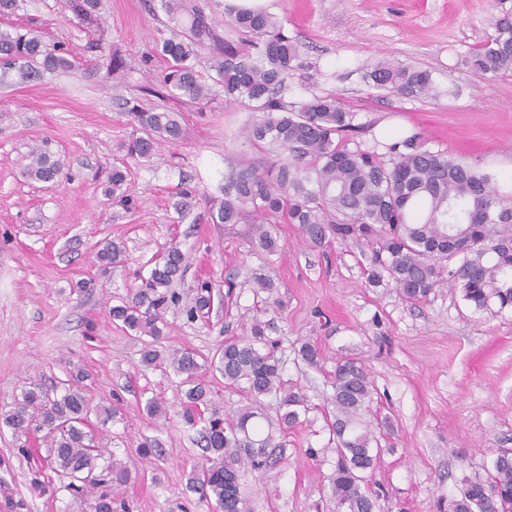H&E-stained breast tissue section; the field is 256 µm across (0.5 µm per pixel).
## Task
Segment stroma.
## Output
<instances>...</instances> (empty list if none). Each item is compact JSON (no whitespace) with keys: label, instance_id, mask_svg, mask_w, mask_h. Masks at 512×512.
Returning a JSON list of instances; mask_svg holds the SVG:
<instances>
[{"label":"stroma","instance_id":"stroma-1","mask_svg":"<svg viewBox=\"0 0 512 512\" xmlns=\"http://www.w3.org/2000/svg\"><path fill=\"white\" fill-rule=\"evenodd\" d=\"M298 40L301 58L289 75L292 103L332 95L352 112L346 144L390 143L415 133L432 151L490 173L504 205L512 207V73L492 76L465 59L492 34L512 0H269L265 7ZM103 54L119 53L126 69L113 78L72 70L38 82L0 84V412L22 389L51 388L83 371L93 403L115 405L117 420L93 434L131 473L115 488L129 512H211L186 489L200 450L181 417L179 376L139 362L141 339L109 316L136 288L141 267L171 245L187 255L176 288L181 309L169 311L159 349H187L208 360L225 339L246 336L253 322L273 320L284 378L300 387L311 410L289 430L285 460L246 470L242 492L251 512H336L329 476L336 455L327 450L332 407L329 374L338 359L365 365L374 387L372 410L389 417L381 460L371 477L374 512H439L470 481L485 477L497 449L512 448V308L476 310L454 288H439L418 304L393 286H369L367 259L352 240L305 244L298 225L276 227L274 254L251 242L246 224H215L210 207L239 166L267 165L276 154L247 140L253 115L216 93L205 104L160 97L165 65H143L154 41L177 24L147 0H103ZM32 28L49 43L85 54L91 32L65 0H18L0 16V30ZM399 62L429 71L433 95L405 98L369 84L377 64ZM181 113L182 142L162 145L148 162H129L132 210L105 193L113 162L137 128L127 104ZM48 146L63 164L53 185L29 181V155ZM196 193L188 213L174 203ZM108 239L123 241V263L97 272L96 252ZM269 275L274 293H254L252 271ZM95 279L93 291L78 282ZM212 284L209 320H187L197 281ZM310 338L318 366L295 352ZM161 398L168 421L150 419L145 402ZM161 448L142 457L149 439ZM0 512L23 501L25 512H82L64 490L40 492L33 461L10 431L0 432Z\"/></svg>","mask_w":512,"mask_h":512}]
</instances>
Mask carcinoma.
<instances>
[{
  "label": "carcinoma",
  "mask_w": 512,
  "mask_h": 512,
  "mask_svg": "<svg viewBox=\"0 0 512 512\" xmlns=\"http://www.w3.org/2000/svg\"><path fill=\"white\" fill-rule=\"evenodd\" d=\"M101 0H67L72 14L85 28L100 30ZM167 14L185 12L189 22L179 32L155 44L147 58L167 61L163 84L171 98L187 96L196 102L210 99L212 87L195 69L197 50L218 42L213 21L187 0H159ZM236 29L252 36L249 48L224 45L222 59L213 64L214 84L227 103L259 113L247 130L256 144L268 143L288 153V159L268 166L246 165L235 171L224 202L211 211L214 224H249L252 237L269 254L278 242L270 225L284 220L296 224L306 240L320 244L332 237L354 240L370 252L367 279L374 286L389 283L410 302L427 299L450 284L477 310L496 302L512 306V208L502 199L488 173L460 163L439 151L422 147L417 134L392 143L378 142L353 148L336 142L351 127L352 113L327 95L299 105L282 95L288 74L297 67L299 44L283 33L268 13L239 12L230 19ZM467 63L484 74L512 72V14L494 23V34L475 48ZM19 68L21 78L36 81L45 74L82 68L114 76L123 71L121 56L79 61L61 44H48L30 28L0 32V68ZM373 85L408 97H424L433 90L426 70L382 62L367 74ZM141 130L124 145L126 156L147 162L163 144H176L184 135L175 112H148L128 108ZM62 174L61 162L48 148L31 152L25 175L53 184ZM127 169L114 166L109 176L112 199L123 209L133 198L123 190ZM101 273L121 263L122 243L105 242L96 254ZM185 254L174 245L140 279L129 297L112 306V321L126 331L148 336L140 362L146 367L171 368L182 376L183 421L197 434L202 450L193 466L189 489L199 492L214 512H249L241 492V470L261 471L283 459L287 431L301 423L310 410L307 396L288 387L278 342L266 336L267 324L257 321L250 335L228 338L220 350L217 370L226 387L242 401L226 411L201 379L202 365L189 351L158 349L159 324L180 306L172 288L181 278ZM214 305L211 284H197L194 304L185 310L190 320L209 316ZM298 353L309 365L318 363L317 345L306 340ZM82 372L59 382L61 393L36 386L22 392L12 410L0 416L19 447H29L42 435L49 448L47 466L66 480L63 490L90 512H114L112 492L93 490L129 480L127 467L106 460L108 449L90 431L91 417L106 423L116 407L95 405L80 382ZM329 404L334 420L327 447L336 453L329 481L336 512H373L368 477L378 454L376 438L365 421L373 401V385L360 362L343 358L331 373ZM275 402L277 423L267 422L262 407ZM448 512H512V448H500L486 477L472 481L458 499L448 501Z\"/></svg>",
  "instance_id": "obj_1"
}]
</instances>
